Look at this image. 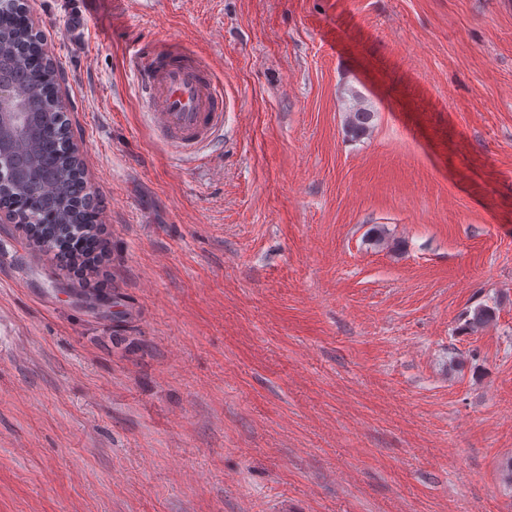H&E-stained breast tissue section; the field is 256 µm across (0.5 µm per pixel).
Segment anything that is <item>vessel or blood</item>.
Returning <instances> with one entry per match:
<instances>
[{
  "label": "vessel or blood",
  "mask_w": 512,
  "mask_h": 512,
  "mask_svg": "<svg viewBox=\"0 0 512 512\" xmlns=\"http://www.w3.org/2000/svg\"><path fill=\"white\" fill-rule=\"evenodd\" d=\"M155 130L177 152L191 156L224 127V94L213 68L174 47L138 51L132 58Z\"/></svg>",
  "instance_id": "b4317fda"
}]
</instances>
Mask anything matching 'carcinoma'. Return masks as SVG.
<instances>
[{
  "instance_id": "1",
  "label": "carcinoma",
  "mask_w": 512,
  "mask_h": 512,
  "mask_svg": "<svg viewBox=\"0 0 512 512\" xmlns=\"http://www.w3.org/2000/svg\"><path fill=\"white\" fill-rule=\"evenodd\" d=\"M21 9L20 0H0V84L25 99L31 97L35 84H55L58 69L40 58L41 48L31 26L22 21ZM351 97L347 129L352 138L359 139L370 131L376 112L365 105L360 94L353 91ZM28 112L33 114L35 133L29 141L15 147L12 167L32 178L39 188V221H34L19 204L16 187L7 174L0 177V208L13 210L18 224H42L33 229L31 237L49 249L81 226L85 227L86 236H96L90 216L93 201L86 193L79 160L69 147L70 131L60 107L45 96L36 100ZM494 318L493 308L481 304L466 312L465 326L478 328Z\"/></svg>"
}]
</instances>
